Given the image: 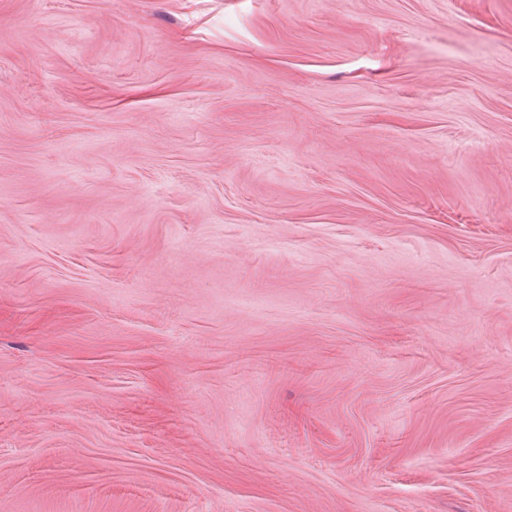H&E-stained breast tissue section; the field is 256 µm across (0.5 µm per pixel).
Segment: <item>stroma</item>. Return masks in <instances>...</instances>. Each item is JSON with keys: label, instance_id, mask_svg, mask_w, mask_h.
<instances>
[{"label": "stroma", "instance_id": "stroma-1", "mask_svg": "<svg viewBox=\"0 0 512 512\" xmlns=\"http://www.w3.org/2000/svg\"><path fill=\"white\" fill-rule=\"evenodd\" d=\"M0 512H512V0H0Z\"/></svg>", "mask_w": 512, "mask_h": 512}]
</instances>
